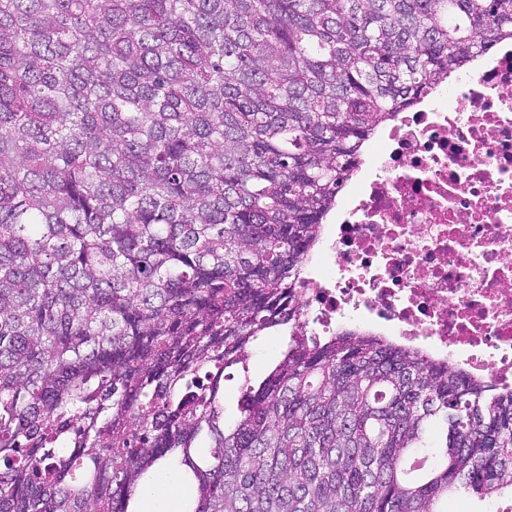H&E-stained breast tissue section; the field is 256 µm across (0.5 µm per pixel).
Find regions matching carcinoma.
<instances>
[{"instance_id": "1", "label": "carcinoma", "mask_w": 512, "mask_h": 512, "mask_svg": "<svg viewBox=\"0 0 512 512\" xmlns=\"http://www.w3.org/2000/svg\"><path fill=\"white\" fill-rule=\"evenodd\" d=\"M512 0H0V512H448L512 492V391L300 332L364 143ZM288 334L224 417V371ZM178 483L169 480L163 473L156 472L149 477L145 501L151 507V512H169L166 506Z\"/></svg>"}]
</instances>
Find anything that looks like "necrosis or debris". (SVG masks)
I'll list each match as a JSON object with an SVG mask.
<instances>
[{
    "mask_svg": "<svg viewBox=\"0 0 512 512\" xmlns=\"http://www.w3.org/2000/svg\"><path fill=\"white\" fill-rule=\"evenodd\" d=\"M303 281L305 335L362 328L512 390V45L381 131Z\"/></svg>",
    "mask_w": 512,
    "mask_h": 512,
    "instance_id": "1",
    "label": "necrosis or debris"
}]
</instances>
